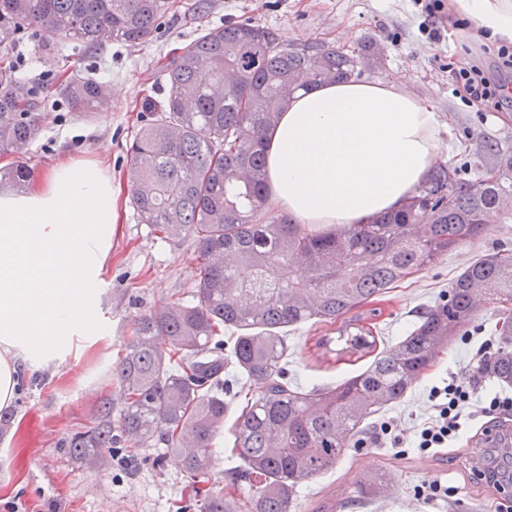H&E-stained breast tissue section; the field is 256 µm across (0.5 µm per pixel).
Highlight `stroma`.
Instances as JSON below:
<instances>
[{"label":"stroma","instance_id":"stroma-1","mask_svg":"<svg viewBox=\"0 0 512 512\" xmlns=\"http://www.w3.org/2000/svg\"><path fill=\"white\" fill-rule=\"evenodd\" d=\"M174 0L156 35L140 45L112 44L92 54L66 42L43 44L35 34L0 46V59H23L22 72L41 89V131L23 159L0 156V167L24 162L33 176L49 171L59 157L97 164L123 185L127 150L139 115L157 111L169 86L156 63L176 52L203 29L249 21L274 30L291 45L325 43L355 48V35L384 47L380 64L361 80L390 78L404 82L439 114L441 163L457 167L462 179L477 176L488 144L512 146V112H480L463 102L448 76L449 58L458 56L465 36L447 29L432 39L414 0ZM83 74L105 82L111 107L105 112H73L53 92L63 60ZM120 232L112 243V264L97 284L98 326L73 339L49 367L25 374L16 401L9 406L11 425L0 436V512H176L186 478L173 459L159 461L153 448L115 447L110 464L90 469L60 447L68 435L85 430L93 408L113 391L112 367L122 354L135 316L189 290L196 270L191 241H162L140 224L127 195L119 197ZM500 247L512 250V223L496 221L481 238L460 244L431 267L416 271L374 301L380 329L378 344L398 342L413 328L427 305L446 294L476 256ZM504 314L480 310L435 359L406 397L371 420L363 442L348 451L334 472L302 482L293 512H512V491L485 487L473 468L482 448L470 441L484 424L474 416L463 424L456 447L420 452L415 436L431 419L432 386L449 377H467L484 342H496ZM321 324L305 323L288 331V380L302 390L341 383L363 371L368 359L330 368L311 356L312 339L324 335ZM392 433L380 435L383 423ZM383 476L391 492H364L365 476ZM438 479L447 497L416 498L423 482Z\"/></svg>","mask_w":512,"mask_h":512}]
</instances>
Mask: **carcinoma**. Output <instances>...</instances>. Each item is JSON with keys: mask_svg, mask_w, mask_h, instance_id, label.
I'll return each mask as SVG.
<instances>
[{"mask_svg": "<svg viewBox=\"0 0 512 512\" xmlns=\"http://www.w3.org/2000/svg\"><path fill=\"white\" fill-rule=\"evenodd\" d=\"M171 0H0V45L27 31L42 42L84 50L151 39ZM380 59L368 41L345 53L290 47L253 23L208 28L162 66L166 104L144 114L129 146L126 190L139 221L197 252L194 289L135 317L117 386L92 413V426L60 447L89 468L109 464L115 445L159 448L181 464L196 512H292L298 485L336 469L363 423L401 400L440 349L476 313L512 300V252L470 264L447 298L425 308L408 336L339 385L309 391L287 382L286 329L330 322L347 337L336 357L376 349L374 326L350 312L380 297L458 244L484 236L490 211L512 221V151L487 147L484 172L463 180L434 167L400 209L369 224L307 231L266 203L262 136L294 94L349 80ZM75 112H105L103 82L70 73L57 88ZM41 101L9 60L0 65V154L20 156L39 136ZM30 170L0 168V186L21 189ZM230 362H224V340ZM255 389L233 424L242 468L211 486L223 453L230 402L224 370ZM485 370L512 384V321L502 324Z\"/></svg>", "mask_w": 512, "mask_h": 512, "instance_id": "cac0c4a2", "label": "carcinoma"}]
</instances>
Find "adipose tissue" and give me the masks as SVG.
<instances>
[{"label":"adipose tissue","instance_id":"ef3b65f1","mask_svg":"<svg viewBox=\"0 0 512 512\" xmlns=\"http://www.w3.org/2000/svg\"><path fill=\"white\" fill-rule=\"evenodd\" d=\"M487 37L512 42V0H453ZM270 206L292 222L366 224L404 205L439 160L432 107L395 80L323 84L295 94L265 134ZM112 178L61 161L22 192L0 193V408L21 372L53 363L50 340L94 325L89 287L112 260Z\"/></svg>","mask_w":512,"mask_h":512}]
</instances>
